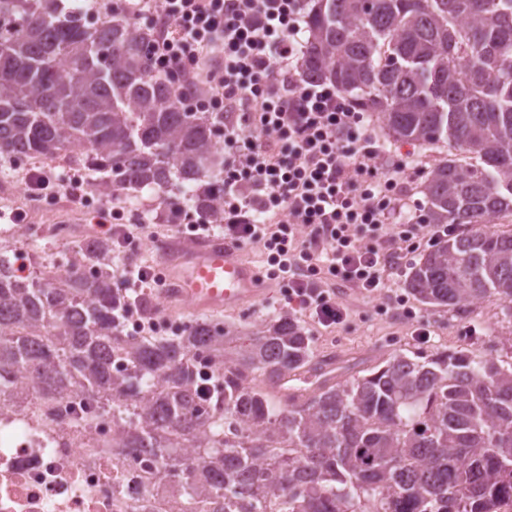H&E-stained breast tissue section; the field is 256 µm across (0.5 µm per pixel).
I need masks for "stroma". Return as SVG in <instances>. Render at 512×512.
Returning <instances> with one entry per match:
<instances>
[{"instance_id":"1","label":"stroma","mask_w":512,"mask_h":512,"mask_svg":"<svg viewBox=\"0 0 512 512\" xmlns=\"http://www.w3.org/2000/svg\"><path fill=\"white\" fill-rule=\"evenodd\" d=\"M366 124L386 156L399 159L409 155L414 174L402 190L411 210L423 212L425 200L422 184L441 160L448 156L444 145L421 147L395 142L381 120L374 113H366ZM23 177L14 160L0 154V257L13 260L17 252H25L28 261H55L66 266L74 251L83 248L92 235V207L80 208L65 201L50 212L26 210ZM125 214L134 215L136 223L157 224L168 241L180 243L182 251L196 245L189 233L180 232L169 222V211L158 193L145 189L128 190L122 194ZM30 228L27 236L15 235L14 223ZM64 222L72 230L69 244H62L50 232L51 225ZM265 296L255 305L237 311L203 315L188 305L154 296L144 303L145 312H159L163 321L176 331H183L197 322L206 320L235 328L241 333L257 325L287 314L295 319L309 338L315 358L333 357L337 360L338 378L373 367L403 353L409 356H429L439 351L470 350L485 353L492 349V339L512 332V323L503 314V305L490 297L470 306L467 313L454 315L420 301H413L415 319L402 321L379 313L374 300L361 296L348 288L338 289L337 295L350 307L346 322L335 330L319 327L303 309L289 306L286 296L271 280H264Z\"/></svg>"}]
</instances>
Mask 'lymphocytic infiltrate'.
<instances>
[{"label": "lymphocytic infiltrate", "instance_id": "obj_1", "mask_svg": "<svg viewBox=\"0 0 512 512\" xmlns=\"http://www.w3.org/2000/svg\"><path fill=\"white\" fill-rule=\"evenodd\" d=\"M150 16L157 72L179 74L224 114V236L261 252L289 303L334 328V287L382 299L404 256L447 235L403 217L412 168H379L364 115L296 63L304 0H131Z\"/></svg>", "mask_w": 512, "mask_h": 512}]
</instances>
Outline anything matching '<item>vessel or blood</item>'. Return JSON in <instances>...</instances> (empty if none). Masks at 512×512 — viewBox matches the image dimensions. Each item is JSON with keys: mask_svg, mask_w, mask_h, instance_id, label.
<instances>
[{"mask_svg": "<svg viewBox=\"0 0 512 512\" xmlns=\"http://www.w3.org/2000/svg\"><path fill=\"white\" fill-rule=\"evenodd\" d=\"M168 295L200 313L229 311L263 295L257 269L229 241L201 243L174 264Z\"/></svg>", "mask_w": 512, "mask_h": 512, "instance_id": "vessel-or-blood-1", "label": "vessel or blood"}]
</instances>
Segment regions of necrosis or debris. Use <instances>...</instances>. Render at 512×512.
Wrapping results in <instances>:
<instances>
[{
    "mask_svg": "<svg viewBox=\"0 0 512 512\" xmlns=\"http://www.w3.org/2000/svg\"><path fill=\"white\" fill-rule=\"evenodd\" d=\"M111 411L80 389L44 401L16 372L0 380V512H165L162 481L115 459Z\"/></svg>",
    "mask_w": 512,
    "mask_h": 512,
    "instance_id": "1",
    "label": "necrosis or debris"
}]
</instances>
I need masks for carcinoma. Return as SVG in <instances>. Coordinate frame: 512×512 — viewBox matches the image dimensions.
I'll return each mask as SVG.
<instances>
[{
    "instance_id": "1",
    "label": "carcinoma",
    "mask_w": 512,
    "mask_h": 512,
    "mask_svg": "<svg viewBox=\"0 0 512 512\" xmlns=\"http://www.w3.org/2000/svg\"><path fill=\"white\" fill-rule=\"evenodd\" d=\"M55 0H0V153L58 156L110 174L114 191L199 185L192 207L224 223V113L198 112L150 64L153 30L123 8L62 15ZM303 79L376 113L396 141L448 145L422 186L448 236L406 287L457 312L494 296L512 318V0H311ZM0 258V373L48 395L77 386L112 405V455L142 459L185 503L211 512H490L512 496V335L507 349L397 354L364 375L310 366L287 314L255 327L205 400L192 352L222 357L229 330L121 339L128 297L75 265L56 286L14 280ZM124 357L128 368H114ZM188 448L198 452L189 454Z\"/></svg>"
}]
</instances>
